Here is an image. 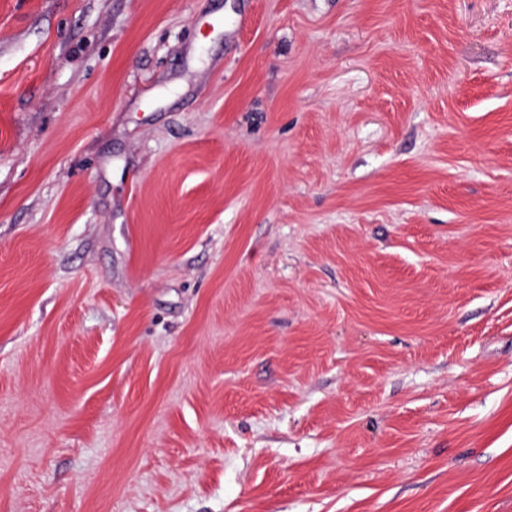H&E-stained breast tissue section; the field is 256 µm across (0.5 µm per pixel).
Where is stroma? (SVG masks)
I'll use <instances>...</instances> for the list:
<instances>
[{
  "label": "stroma",
  "instance_id": "stroma-1",
  "mask_svg": "<svg viewBox=\"0 0 512 512\" xmlns=\"http://www.w3.org/2000/svg\"><path fill=\"white\" fill-rule=\"evenodd\" d=\"M0 512H512V0H0Z\"/></svg>",
  "mask_w": 512,
  "mask_h": 512
}]
</instances>
